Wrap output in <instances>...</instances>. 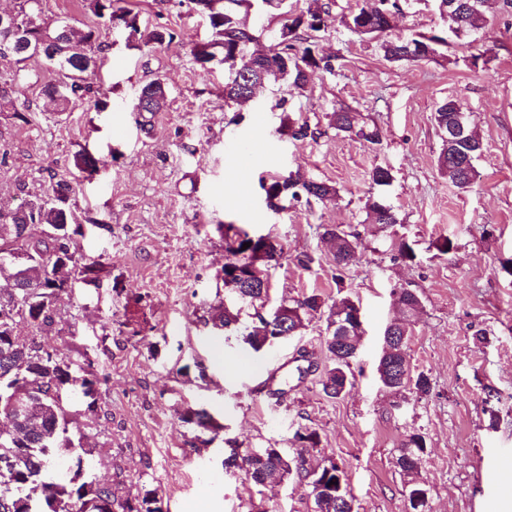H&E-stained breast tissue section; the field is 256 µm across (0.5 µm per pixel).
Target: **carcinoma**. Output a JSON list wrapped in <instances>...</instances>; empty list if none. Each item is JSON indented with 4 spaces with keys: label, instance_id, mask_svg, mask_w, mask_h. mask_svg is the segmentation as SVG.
<instances>
[{
    "label": "carcinoma",
    "instance_id": "obj_1",
    "mask_svg": "<svg viewBox=\"0 0 512 512\" xmlns=\"http://www.w3.org/2000/svg\"><path fill=\"white\" fill-rule=\"evenodd\" d=\"M268 8L278 11L280 53L268 59L259 55V37L245 25L250 0H188L189 9L204 16L212 30V39L197 45L195 63L205 66L215 58L213 49H222L224 66L239 68L251 75L252 84L282 80L302 89L307 73L323 68L334 73L330 61L315 53L311 33L327 29L334 18L325 0H308L306 9L294 13L282 11L285 0H268ZM440 16L451 22L450 31L457 41H465L482 29L485 0H464L468 7L460 11L448 8V0H437ZM83 7L97 23L76 31L68 16L46 18L42 0H18L17 31L0 30V58H9L15 65L9 80H0V112H10L13 118L26 121V102L18 95L29 83L28 61L40 58L48 65L52 77L36 78L40 95L56 106V112H70L79 103H91L98 112L108 107V98L99 96L93 79L104 64L95 45L100 28L118 22L128 31V39L138 44L162 46L174 40V34L162 26L151 25L140 14L119 6L120 0H82ZM401 10L394 0H371L367 8L350 15L345 21L349 30L359 36L377 38L391 30L388 15ZM447 42L439 35L417 38L397 36L380 43L384 57L395 63L427 60L436 53V46ZM169 91L159 78L141 86L135 95L133 111H162ZM463 111L461 103L452 98L441 101L435 108L434 122L442 137V149L437 163L440 170L459 189L469 188L477 177L475 161L483 151L479 135L467 128L464 138L447 140L450 129ZM329 127L336 132L353 134L371 145L383 141L381 128L368 124L363 117L341 108L330 113ZM282 128L294 139L315 136L307 123L283 119ZM80 171H95L106 161L88 151L74 156ZM269 208L276 211L302 200H325L337 195V188L298 173L275 175L260 179ZM72 183L60 179L45 195H36L17 208L0 206V400L14 397L19 404L17 421L11 433L0 432V512H161L153 493L128 499L118 495L113 484H101L91 475L90 456L94 449L86 447L74 433L73 414L66 399L93 395L95 386L92 363H80L50 351L43 343L56 332L59 317L58 302L62 295L73 292L79 276L91 271L83 264L76 236L81 234V219L71 203ZM367 219L372 224L390 226L399 223L394 208L378 196L365 203ZM225 250L224 287L234 294L248 296L252 303L267 293L269 282L260 266L273 267L282 254L274 239L251 237L229 224L224 228ZM322 239L333 251L336 269L350 265L356 243L339 227H324ZM249 242L251 246L243 248ZM396 302L406 318L393 321L384 329L389 336H410L411 306L421 303L419 295L409 288L395 291ZM328 308L325 335L339 337L325 343L332 367L323 372L320 383L323 392L340 397L353 385L351 362L357 356L364 329L355 313L359 302L344 295L327 304L322 295L312 292L298 299L285 301L275 308L279 333L295 336L306 328L312 317ZM266 315L254 314L250 325L239 327V314L224 308L214 319V326L243 336V342L258 352L266 346L270 323ZM28 334L20 335V325ZM400 370L395 377L377 364L376 372L382 386L396 396L407 393L421 398L432 388L430 377L413 373L408 355V342H403L393 356ZM185 423L210 429L217 427L204 409L188 408L181 416ZM427 452L423 435H408L396 458L404 473L419 471ZM253 469L251 481L263 487L287 475L300 472L295 459L278 448H248L232 451L224 459V468ZM314 512H354L349 493L332 496L319 492L313 495Z\"/></svg>",
    "mask_w": 512,
    "mask_h": 512
}]
</instances>
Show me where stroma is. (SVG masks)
<instances>
[{
    "label": "stroma",
    "mask_w": 512,
    "mask_h": 512,
    "mask_svg": "<svg viewBox=\"0 0 512 512\" xmlns=\"http://www.w3.org/2000/svg\"><path fill=\"white\" fill-rule=\"evenodd\" d=\"M369 0H331L334 23L318 32L320 56L335 74L315 71L304 89L267 85L258 101L224 103L222 64H196L193 49L209 41L200 15L173 0H127L151 24L175 34L171 44L132 48L122 28H104L106 64L96 80L106 111L82 105L60 114L31 89L26 121L0 112V204L17 207L60 179L74 181L71 203L101 225L80 237L87 261L103 263L95 285L76 284L60 304L59 335L45 344L72 359L87 355L98 378L96 403H72L98 478L120 495L154 492L163 512H312L306 482L292 476L258 488L244 472H226L231 445L293 453L296 432L313 430L319 443L306 463L332 460L346 472L355 512H409V478L396 465L412 433L428 454L418 479L430 512H512V472L492 479L512 457V7L488 0L487 25L465 44L449 42L434 58L392 63L379 39L351 33L341 18ZM435 0H405L391 36L446 29ZM169 89L166 108L136 113L132 100L146 82ZM456 98L484 148L478 177L465 190L437 166L442 148L436 105ZM339 108L362 113L383 130L378 148L327 128ZM268 124L256 129V113ZM323 130L320 139L281 132L283 117ZM106 157L79 176L81 150ZM390 168L393 182L372 187L373 166ZM299 172L336 185L325 201L266 209L262 175ZM248 182L261 219L240 208ZM383 197L397 213L390 227L368 223L365 202ZM232 224L267 235L283 248L270 269L265 301L273 307L310 292L329 301L359 300L365 335L352 365L355 382L327 397L318 383L330 366L325 314L299 336L253 352L213 327L230 295L224 288V237ZM337 225L357 244L337 271L321 239ZM454 247L439 252L438 238ZM406 238L416 258L396 259L391 243ZM310 256L309 267L298 263ZM416 291L423 308L411 324L409 360L428 373L432 391L402 401L379 383L382 332L398 318L393 291ZM295 359L286 396L262 392L272 364ZM497 416L489 418L485 406ZM204 409L216 430L185 423L186 408Z\"/></svg>",
    "instance_id": "35a3bbf8"
}]
</instances>
